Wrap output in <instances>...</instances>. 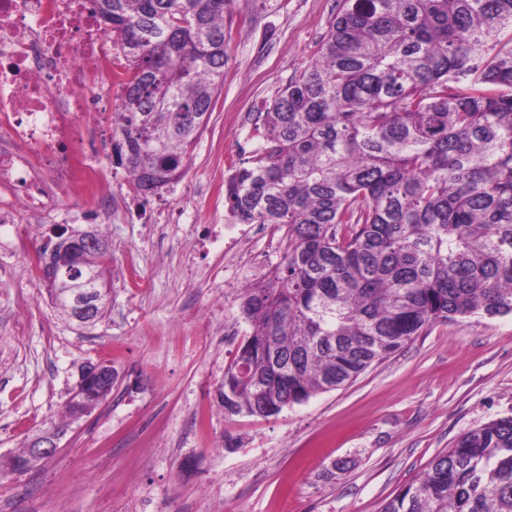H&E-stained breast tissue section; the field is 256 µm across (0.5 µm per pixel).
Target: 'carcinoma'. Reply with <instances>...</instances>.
<instances>
[{"label":"carcinoma","instance_id":"carcinoma-1","mask_svg":"<svg viewBox=\"0 0 512 512\" xmlns=\"http://www.w3.org/2000/svg\"><path fill=\"white\" fill-rule=\"evenodd\" d=\"M232 0H93L128 80L112 162L177 180L224 83ZM235 224L288 251L245 292L217 398L271 417L439 321L512 316V0H339L318 57L257 113ZM110 252L82 265L105 271ZM381 512H512V417L462 435Z\"/></svg>","mask_w":512,"mask_h":512}]
</instances>
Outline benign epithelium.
<instances>
[{"mask_svg":"<svg viewBox=\"0 0 512 512\" xmlns=\"http://www.w3.org/2000/svg\"><path fill=\"white\" fill-rule=\"evenodd\" d=\"M57 241L41 258V276L43 282L56 289V296L60 300H68L72 303L75 320L81 324H90L94 320L95 308L100 300L108 294L107 284L102 281V276L92 272L85 274L84 278H67V281L59 279L60 270L75 261V243L82 241L99 251H105L109 244L101 240L94 232L92 226L81 230L71 228L56 230ZM118 373L112 368V364L105 360L87 363L82 370L73 388L68 401L73 404L82 402L89 391L99 394V399L104 401L112 387L118 382ZM67 429L52 428L43 429L33 435L27 442V456L29 463L23 467L17 465L14 455L0 457V469L5 472L20 473L33 467L37 462L55 455L60 449V443Z\"/></svg>","mask_w":512,"mask_h":512,"instance_id":"1","label":"benign epithelium"}]
</instances>
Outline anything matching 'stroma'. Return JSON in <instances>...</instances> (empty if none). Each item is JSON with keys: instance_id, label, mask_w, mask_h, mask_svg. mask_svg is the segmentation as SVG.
Segmentation results:
<instances>
[{"instance_id": "35a3bbf8", "label": "stroma", "mask_w": 512, "mask_h": 512, "mask_svg": "<svg viewBox=\"0 0 512 512\" xmlns=\"http://www.w3.org/2000/svg\"><path fill=\"white\" fill-rule=\"evenodd\" d=\"M224 87L182 176L142 199L100 156L116 203L105 317L59 314L40 280L21 274L15 226H0V455L58 420L85 361L120 380L73 422L60 451L0 475V512H380L465 432L512 416V316L438 322L352 383L264 418L225 413L217 389L245 326L243 289L224 286L230 222L224 179L250 156L254 119L317 57L337 0H233ZM53 214L19 213L32 247L58 224L84 225L73 191ZM283 232L245 252L265 284ZM135 269L142 288L124 279ZM24 335H17L18 321Z\"/></svg>"}]
</instances>
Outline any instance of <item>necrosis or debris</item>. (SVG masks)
Instances as JSON below:
<instances>
[{
	"instance_id": "1",
	"label": "necrosis or debris",
	"mask_w": 512,
	"mask_h": 512,
	"mask_svg": "<svg viewBox=\"0 0 512 512\" xmlns=\"http://www.w3.org/2000/svg\"><path fill=\"white\" fill-rule=\"evenodd\" d=\"M115 55L91 0H0V224L45 212L59 186L82 188L84 214L109 210L97 148L82 141L119 102Z\"/></svg>"
}]
</instances>
